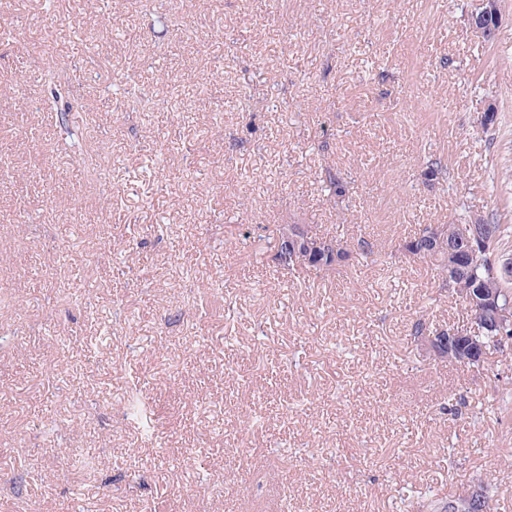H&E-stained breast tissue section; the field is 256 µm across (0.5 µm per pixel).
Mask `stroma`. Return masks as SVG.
<instances>
[{
	"label": "stroma",
	"instance_id": "35a3bbf8",
	"mask_svg": "<svg viewBox=\"0 0 512 512\" xmlns=\"http://www.w3.org/2000/svg\"><path fill=\"white\" fill-rule=\"evenodd\" d=\"M476 4L193 0L161 29L160 0H0V512H419L476 478L512 512V348L427 354L416 320L472 316L402 250L512 225V0L488 42ZM47 63L93 170L57 148ZM119 73L146 102L118 108ZM280 224L350 256L283 274ZM324 184V191L327 193L329 199H333L334 203L343 204L346 195V181L344 173L339 170L336 172L327 171L325 178L322 180Z\"/></svg>",
	"mask_w": 512,
	"mask_h": 512
}]
</instances>
